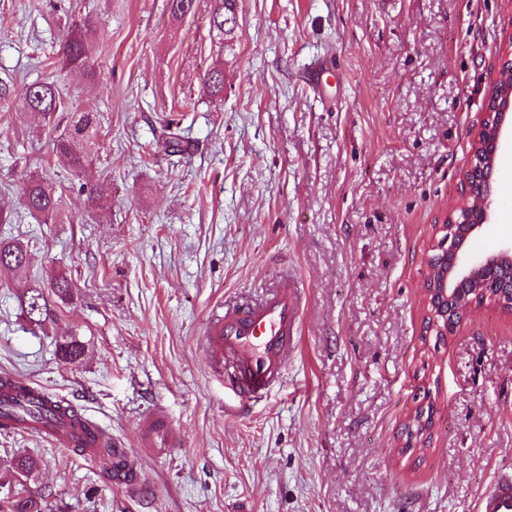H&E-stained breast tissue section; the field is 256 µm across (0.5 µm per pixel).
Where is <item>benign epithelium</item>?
Listing matches in <instances>:
<instances>
[{
  "instance_id": "benign-epithelium-1",
  "label": "benign epithelium",
  "mask_w": 512,
  "mask_h": 512,
  "mask_svg": "<svg viewBox=\"0 0 512 512\" xmlns=\"http://www.w3.org/2000/svg\"><path fill=\"white\" fill-rule=\"evenodd\" d=\"M486 112L474 133L473 162L461 180V193L478 195L469 209L452 206L433 225L425 261V334L446 336L475 302L490 298L512 305V284L501 279V268L512 262V241L494 252H476L470 243L491 221L493 191L484 171L494 165L496 151L512 129V88L492 86Z\"/></svg>"
}]
</instances>
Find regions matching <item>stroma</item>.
<instances>
[{
	"label": "stroma",
	"mask_w": 512,
	"mask_h": 512,
	"mask_svg": "<svg viewBox=\"0 0 512 512\" xmlns=\"http://www.w3.org/2000/svg\"><path fill=\"white\" fill-rule=\"evenodd\" d=\"M208 0L174 23L167 0H0V238L28 246L0 272V374L67 400L128 448L143 477L118 488L93 460L0 430V476L20 451L30 480L6 494L45 512H475L512 467V313L473 309L442 344L424 336V255L459 202L490 70L512 43V0H239L237 38ZM99 19L95 76L62 71L66 22ZM224 64V98L203 76ZM56 82L54 128L21 105ZM93 109L90 165L69 170L55 128ZM190 150H156L167 122ZM61 195L55 219L21 204L29 176ZM103 192L102 206L88 199ZM478 251L512 240V137ZM63 274L75 292L42 325L23 293ZM301 289L281 383L245 416L205 342L228 300ZM83 357L62 362L57 341ZM434 406L422 460L402 428ZM163 415L176 443L140 446ZM210 29L216 32L221 43L232 46L238 29V0H209ZM167 422L159 415L145 417L141 422L143 433L142 448H166L158 447L155 439L167 429Z\"/></svg>",
	"instance_id": "1"
}]
</instances>
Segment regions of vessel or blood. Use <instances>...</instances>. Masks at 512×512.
Segmentation results:
<instances>
[{
	"mask_svg": "<svg viewBox=\"0 0 512 512\" xmlns=\"http://www.w3.org/2000/svg\"><path fill=\"white\" fill-rule=\"evenodd\" d=\"M297 289L282 286L259 304L225 308L207 332L214 362L224 370V386L245 411L277 383L296 347L300 316ZM476 512H512V472H502L482 494Z\"/></svg>",
	"mask_w": 512,
	"mask_h": 512,
	"instance_id": "b4317fda",
	"label": "vessel or blood"
}]
</instances>
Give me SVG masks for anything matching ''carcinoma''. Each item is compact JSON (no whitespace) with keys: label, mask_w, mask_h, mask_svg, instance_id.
<instances>
[{"label":"carcinoma","mask_w":512,"mask_h":512,"mask_svg":"<svg viewBox=\"0 0 512 512\" xmlns=\"http://www.w3.org/2000/svg\"><path fill=\"white\" fill-rule=\"evenodd\" d=\"M210 29L216 32L220 41L231 45L236 38L238 29V0H209ZM197 0H168V11L171 19L179 23L186 17L195 14ZM96 23L85 18L73 23L70 31L64 36L59 45V62L61 69L71 71L92 70L90 65L91 46L90 35L95 31ZM204 83L210 95L217 99H224V70L212 68L204 75ZM22 105L31 112L42 115L47 122L56 120V114L63 109L62 97L56 84L51 82H37L29 85L23 95ZM96 113L92 111L75 112L72 114L67 131L58 135L54 140V149L58 156L63 158L76 172L81 171L89 162V150L94 145L93 137L96 133ZM179 134L172 132L161 145L166 154H182L187 151ZM24 205L32 214L45 218L53 217L59 207V196L56 186L40 177L28 179L24 188ZM28 249L18 243L0 241V272L17 271L29 264ZM71 282L65 276L55 278L50 286V292L34 285L27 289L24 301V313L29 322L40 324L52 314L53 300L66 302L73 298ZM84 353V346L77 338L65 339L58 345V355L65 363L78 361ZM69 413V416L81 420L84 430L91 435L98 433L96 425L83 419V415L75 406L65 408L53 405L49 401L30 397L19 399L3 392L0 389V428L10 429L16 422L40 421L55 413ZM92 454L115 460L113 467L133 475V468L123 456L112 448V441L107 437L94 440ZM36 470L33 458L24 454L14 457L12 471L18 478H29ZM0 512H41L40 502L31 496L15 495L6 499L0 505Z\"/></svg>","instance_id":"cac0c4a2"}]
</instances>
